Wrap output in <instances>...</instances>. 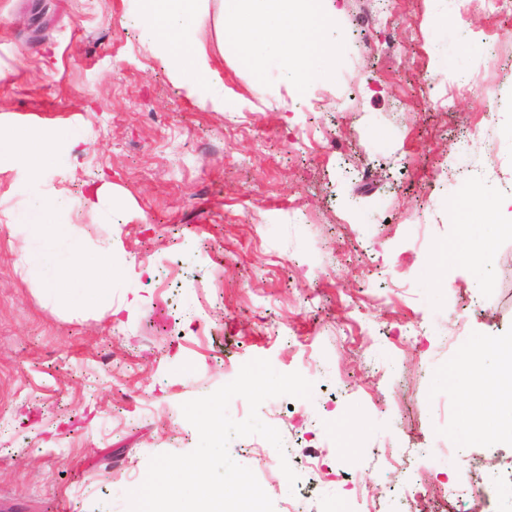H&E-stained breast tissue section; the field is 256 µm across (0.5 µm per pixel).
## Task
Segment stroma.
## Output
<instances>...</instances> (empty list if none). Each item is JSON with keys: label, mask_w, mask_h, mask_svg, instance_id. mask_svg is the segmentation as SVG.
<instances>
[{"label": "stroma", "mask_w": 512, "mask_h": 512, "mask_svg": "<svg viewBox=\"0 0 512 512\" xmlns=\"http://www.w3.org/2000/svg\"><path fill=\"white\" fill-rule=\"evenodd\" d=\"M330 73L244 65L197 36L219 80L187 83L155 53L139 0H0V134L45 144L40 176L0 163V504L128 512L149 460L198 444L183 403L254 358L313 384L259 408L229 453L274 512H407L460 457L512 474V436H464L461 347L494 374L512 339V229L481 213L482 271L438 262L457 199L512 193V12L484 0H323ZM224 101L214 108L213 99ZM112 196L86 198L99 172ZM71 227L56 263L112 249L116 317L49 299L31 213ZM401 458L396 473L386 455Z\"/></svg>", "instance_id": "stroma-1"}]
</instances>
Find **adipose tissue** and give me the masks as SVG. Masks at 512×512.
<instances>
[{
  "label": "adipose tissue",
  "mask_w": 512,
  "mask_h": 512,
  "mask_svg": "<svg viewBox=\"0 0 512 512\" xmlns=\"http://www.w3.org/2000/svg\"><path fill=\"white\" fill-rule=\"evenodd\" d=\"M208 0H146L144 21L152 44L169 59L175 72L192 80L217 77L214 59L197 38L191 19L202 18ZM230 32L246 62L274 59L285 68H296L304 85L327 75L336 54L326 38L329 19L321 0H230ZM80 284L72 296L79 308L112 310V261L104 259L76 271L74 263L57 267L46 282V293L55 296L57 284Z\"/></svg>",
  "instance_id": "adipose-tissue-1"
}]
</instances>
